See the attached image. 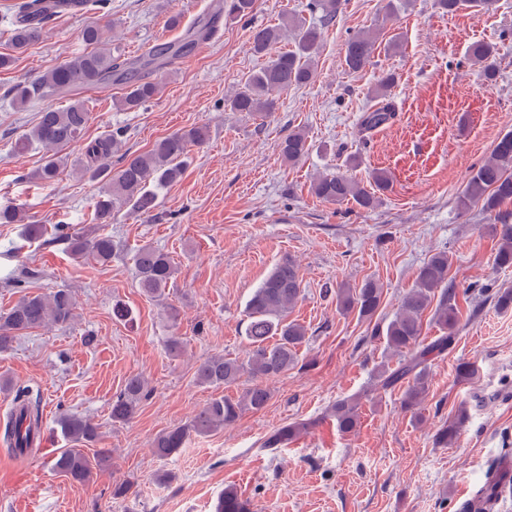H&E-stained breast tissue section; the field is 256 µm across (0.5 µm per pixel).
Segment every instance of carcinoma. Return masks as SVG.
Returning <instances> with one entry per match:
<instances>
[{
    "instance_id": "carcinoma-1",
    "label": "carcinoma",
    "mask_w": 512,
    "mask_h": 512,
    "mask_svg": "<svg viewBox=\"0 0 512 512\" xmlns=\"http://www.w3.org/2000/svg\"><path fill=\"white\" fill-rule=\"evenodd\" d=\"M102 0H21L17 3L11 29V43L15 51L23 52L42 34L44 22L71 9L88 10ZM345 0H310L309 9L320 13V23L308 25L294 16L276 26H257L250 37L252 53L266 58L262 66L249 74L232 95L224 98V109L229 112H246L259 117L273 116L281 94L292 87L311 83L316 75V62L322 47V30L332 25L341 12ZM257 0H227V16L249 20L256 10ZM494 0H435V6L444 13H453L465 7L489 10ZM294 33L293 48L278 50L276 45ZM212 27L194 33L193 38L176 47L169 43L156 45L148 54L139 58L113 55L112 48L104 44L103 29L98 24L85 26L79 38L88 50L71 57L60 65L43 72L31 82H23L12 89L16 101L24 103L35 96L53 97L84 88H100L113 83L125 85L126 92L120 99V108L134 110L158 94L159 84L150 74L173 57L190 52L199 41L208 39ZM376 51L375 38L360 32L348 38L344 61L351 72L364 70L372 62ZM493 48L476 42L468 48V59L492 76L489 59ZM396 81L392 72L383 75L377 86L379 105L368 109L361 117L366 130L387 124L394 116V105L388 99L387 89ZM91 112L82 101H75L63 108H46L40 112L39 121L30 131L15 142V150L24 152L38 145L48 152L44 164L35 177L44 183L56 180L60 170L67 165L61 155L62 148L81 138ZM211 136L205 124L177 130L158 140L142 153L123 148L122 133L115 131L84 145L83 175L103 181L104 190L94 206L92 224L82 233L71 234L66 226H54L53 237L48 242L63 240L71 254L88 257L100 264L112 260L115 243L104 232V225L112 223L115 213L128 207L145 221L154 217L160 190L178 182L184 173L183 159L190 148L206 144ZM282 157L290 162L300 160L308 152L305 134L295 131L279 143ZM388 189L387 179L379 175L374 187L367 189L343 175H325L316 178L312 193L325 203L343 205L353 203L362 209L376 207L381 197L378 193ZM512 203V133L503 135L491 156L471 174L458 195L457 204L462 210L479 205L486 213H500L501 207ZM489 230L499 239L494 263L500 268L512 266V224L503 220L489 225ZM134 261L138 273V286L152 298L164 296L174 277L176 268L168 253L150 244L137 248ZM451 262L448 252L433 254L419 269L414 286L403 297L398 311L385 330L388 349L408 354V358L395 370L382 368L376 378L381 388L391 387L405 380L401 407L412 412L427 391L425 361L433 350H443L454 339L459 323L456 291L448 283ZM383 288L374 279L365 280L360 287L342 284L336 288V308L343 314L355 313L362 319H372L381 305ZM302 288L294 261L285 256L280 259L255 289L246 305L247 324L245 339L249 345L247 359L230 360L222 355L203 359L196 368L199 384L219 389L247 378L249 385L232 398L219 395L203 404L192 419L181 426L165 430L154 442L160 457L177 454L193 437H206L235 423L247 412L266 408L271 391L267 382L299 365L298 348L306 342L304 325L287 318L301 298ZM76 302L71 292L60 288L48 296H25L8 312L0 314V353L11 349L16 337L30 329L58 325L66 326L75 316ZM432 310V321L442 331L437 343L419 348L423 315ZM151 390L140 375H132L120 392L112 398L111 418L114 423L129 421L142 400ZM15 406L6 415L3 442L13 453L22 454L34 444L42 425V412L38 392L26 386L17 389ZM337 428L343 433L353 432L358 424L357 400L349 397L336 402L331 408ZM467 415L466 405L459 406L455 417L448 421L435 436L437 444L446 447L453 443ZM64 439L72 447L60 450L50 461L52 471L75 483L86 482L91 474L88 460L79 446L95 442L98 427L88 419L65 415L58 421ZM313 423L293 421L270 433L263 442L265 448H280L306 432ZM512 494V479L505 473H493L482 493L465 503L460 512H492L499 502ZM215 512H248V504L237 491L224 489L215 505Z\"/></svg>"
}]
</instances>
